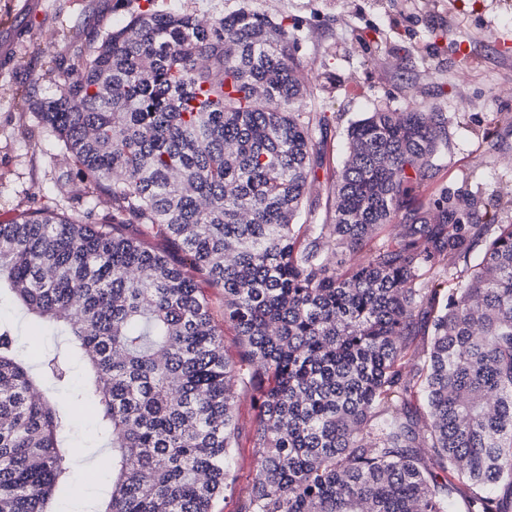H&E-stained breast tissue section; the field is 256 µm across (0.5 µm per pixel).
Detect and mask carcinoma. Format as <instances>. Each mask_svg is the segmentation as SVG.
I'll return each mask as SVG.
<instances>
[{
  "label": "carcinoma",
  "mask_w": 512,
  "mask_h": 512,
  "mask_svg": "<svg viewBox=\"0 0 512 512\" xmlns=\"http://www.w3.org/2000/svg\"><path fill=\"white\" fill-rule=\"evenodd\" d=\"M145 2L34 108L111 213L83 224L41 206L0 224V299L66 337L35 373L0 322V512H50L69 476V418L35 391L70 383L72 356L112 450L99 512H212L234 483L237 386L258 401L239 512H512V224L485 214L482 266L457 270L479 239L466 208L416 194L448 116L376 106L352 123L333 223L318 224L304 201L329 121L295 111L307 87L288 20L243 0L203 26ZM204 285L224 291L236 362Z\"/></svg>",
  "instance_id": "1"
}]
</instances>
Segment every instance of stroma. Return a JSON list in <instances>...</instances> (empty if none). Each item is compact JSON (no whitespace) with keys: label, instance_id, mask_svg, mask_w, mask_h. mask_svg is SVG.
Segmentation results:
<instances>
[{"label":"stroma","instance_id":"35a3bbf8","mask_svg":"<svg viewBox=\"0 0 512 512\" xmlns=\"http://www.w3.org/2000/svg\"><path fill=\"white\" fill-rule=\"evenodd\" d=\"M144 0H0V224L42 205L72 217L103 215L112 199L84 202L83 184L52 137L38 126L23 99L58 95L67 79L52 61L88 54L101 36L122 26ZM257 11L287 18L296 34L305 75L315 86L302 112L329 119L326 157L307 199L317 214L327 209V178L347 157L348 126L385 105L448 115V149L422 201L441 190L473 198L476 213L491 210L512 224V0H253ZM366 40H357V33ZM22 354L32 365L62 345L46 322L0 302ZM88 375L71 363V386L42 384L40 391L70 416L66 442L72 474L56 490L53 512H96L112 483V463L98 428L95 404L77 398L74 386ZM258 405L237 391L239 427L231 493L213 512H239L257 472L253 431Z\"/></svg>","mask_w":512,"mask_h":512}]
</instances>
